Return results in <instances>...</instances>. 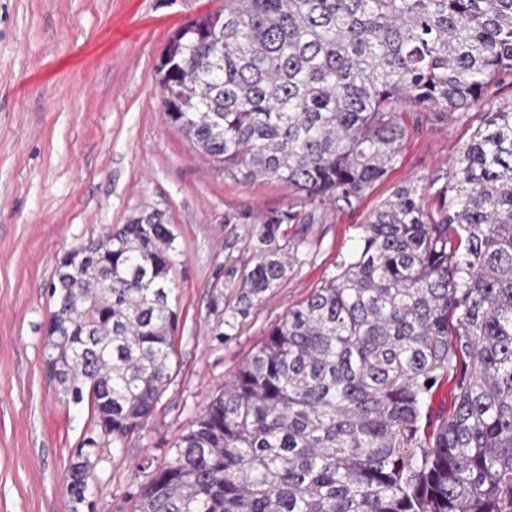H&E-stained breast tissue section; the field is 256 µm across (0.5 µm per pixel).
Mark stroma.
<instances>
[{"mask_svg": "<svg viewBox=\"0 0 512 512\" xmlns=\"http://www.w3.org/2000/svg\"><path fill=\"white\" fill-rule=\"evenodd\" d=\"M224 0H0V512H73L66 476L89 463L98 512H134L139 466L168 459L197 415L267 329L333 273L357 226L391 191L441 177L484 115L431 121L413 135L360 208L336 211L281 183L226 177L168 124L156 65L185 24ZM165 211L176 235L172 303L180 315L170 379L153 418L115 442L90 400L44 372V331L60 260L141 213ZM298 212L312 249L279 288L225 332L213 305L224 260L248 264V228ZM96 446H87L88 438Z\"/></svg>", "mask_w": 512, "mask_h": 512, "instance_id": "1", "label": "stroma"}]
</instances>
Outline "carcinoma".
<instances>
[{
	"mask_svg": "<svg viewBox=\"0 0 512 512\" xmlns=\"http://www.w3.org/2000/svg\"><path fill=\"white\" fill-rule=\"evenodd\" d=\"M168 122L244 184L354 212L413 131L488 105L434 210L395 189L335 273L266 333L162 465L136 512H512V0H224L157 67ZM290 210L225 271L234 330L307 254ZM176 237L153 210L72 249L44 350L101 434L153 416L179 314ZM453 410L435 413L441 381ZM67 475L74 512L88 465Z\"/></svg>",
	"mask_w": 512,
	"mask_h": 512,
	"instance_id": "1",
	"label": "carcinoma"
}]
</instances>
